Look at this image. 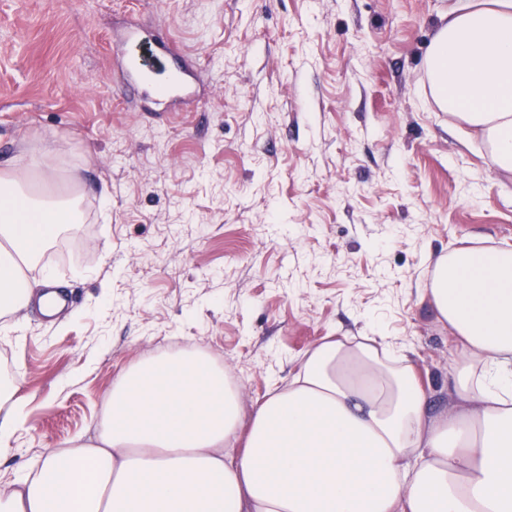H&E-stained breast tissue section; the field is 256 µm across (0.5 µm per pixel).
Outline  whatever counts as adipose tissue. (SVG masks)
<instances>
[{
    "instance_id": "1",
    "label": "adipose tissue",
    "mask_w": 512,
    "mask_h": 512,
    "mask_svg": "<svg viewBox=\"0 0 512 512\" xmlns=\"http://www.w3.org/2000/svg\"><path fill=\"white\" fill-rule=\"evenodd\" d=\"M436 106L512 174V0H448L424 58ZM66 149L49 141L0 172V315L52 286L41 257L80 223L56 188ZM422 297L455 343L453 412H432L406 355L382 336L329 338L288 382L244 408L222 366L162 352L116 379L92 442L49 448L0 484V512H512V249L433 257ZM0 385V456L22 425Z\"/></svg>"
}]
</instances>
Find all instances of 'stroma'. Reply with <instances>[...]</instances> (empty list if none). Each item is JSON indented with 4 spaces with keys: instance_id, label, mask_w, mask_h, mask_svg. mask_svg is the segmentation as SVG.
Returning <instances> with one entry per match:
<instances>
[{
    "instance_id": "stroma-1",
    "label": "stroma",
    "mask_w": 512,
    "mask_h": 512,
    "mask_svg": "<svg viewBox=\"0 0 512 512\" xmlns=\"http://www.w3.org/2000/svg\"><path fill=\"white\" fill-rule=\"evenodd\" d=\"M444 4L0 0V171L56 139L83 189L44 257L67 305L0 317V380L26 412L1 478L94 436L115 378L169 340L249 407L325 337L374 328L450 409L427 257L512 249V176L431 98ZM131 21L175 38L196 107L130 100L113 71Z\"/></svg>"
}]
</instances>
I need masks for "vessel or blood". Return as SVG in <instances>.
Masks as SVG:
<instances>
[{
	"mask_svg": "<svg viewBox=\"0 0 512 512\" xmlns=\"http://www.w3.org/2000/svg\"><path fill=\"white\" fill-rule=\"evenodd\" d=\"M121 48V75L125 85L142 90L170 110L193 101L197 79L184 68L170 66L172 43L146 39L138 27H127L117 42Z\"/></svg>",
	"mask_w": 512,
	"mask_h": 512,
	"instance_id": "b4317fda",
	"label": "vessel or blood"
}]
</instances>
